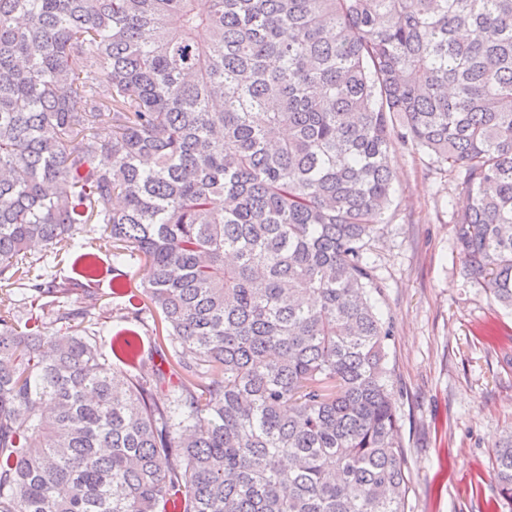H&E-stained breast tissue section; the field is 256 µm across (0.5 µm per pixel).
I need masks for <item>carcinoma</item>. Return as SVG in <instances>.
<instances>
[{"label": "carcinoma", "mask_w": 512, "mask_h": 512, "mask_svg": "<svg viewBox=\"0 0 512 512\" xmlns=\"http://www.w3.org/2000/svg\"><path fill=\"white\" fill-rule=\"evenodd\" d=\"M397 141L463 175L512 310V0H0V512H407L369 261ZM99 240L149 270L107 355ZM491 465L512 510V429ZM42 256V259L36 261V259H39ZM26 257L27 260L37 263L36 269L41 268L44 272L56 274L59 281L64 280L71 275V261L69 258L65 257V255H63L62 258L57 257L54 260V256L49 252H45L44 248L35 246L26 253Z\"/></svg>", "instance_id": "1"}]
</instances>
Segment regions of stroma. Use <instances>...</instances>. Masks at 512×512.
Masks as SVG:
<instances>
[{"mask_svg":"<svg viewBox=\"0 0 512 512\" xmlns=\"http://www.w3.org/2000/svg\"><path fill=\"white\" fill-rule=\"evenodd\" d=\"M391 167L393 201L369 256L393 326L407 512H488L494 446L512 425V313L465 275L462 175L409 143L396 144Z\"/></svg>","mask_w":512,"mask_h":512,"instance_id":"35a3bbf8","label":"stroma"}]
</instances>
